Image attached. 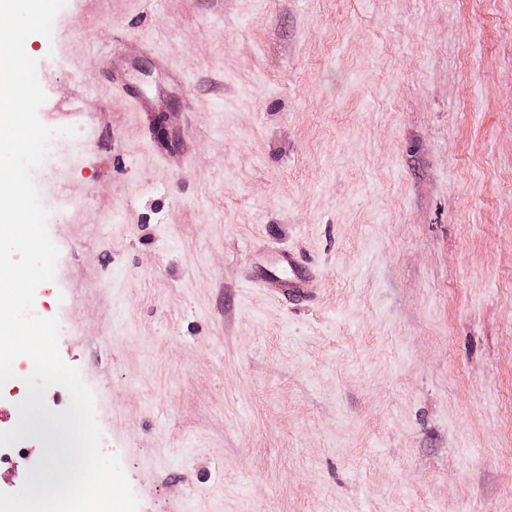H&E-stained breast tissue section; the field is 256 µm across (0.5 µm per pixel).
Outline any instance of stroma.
Returning a JSON list of instances; mask_svg holds the SVG:
<instances>
[{
    "instance_id": "stroma-1",
    "label": "stroma",
    "mask_w": 512,
    "mask_h": 512,
    "mask_svg": "<svg viewBox=\"0 0 512 512\" xmlns=\"http://www.w3.org/2000/svg\"><path fill=\"white\" fill-rule=\"evenodd\" d=\"M31 46L88 141L39 293L138 512H512V0H71ZM273 249L315 302L245 284ZM113 81L119 89H121L131 97L132 102L137 109L141 111H149L154 109L158 105V102L156 100L149 98V96L147 95L132 90L127 85L122 71L113 72Z\"/></svg>"
}]
</instances>
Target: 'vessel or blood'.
Here are the masks:
<instances>
[{"instance_id": "vessel-or-blood-1", "label": "vessel or blood", "mask_w": 512, "mask_h": 512, "mask_svg": "<svg viewBox=\"0 0 512 512\" xmlns=\"http://www.w3.org/2000/svg\"><path fill=\"white\" fill-rule=\"evenodd\" d=\"M265 260V265L246 270L245 280L272 297L295 301L311 298L313 269L301 267L294 254L281 250L267 252Z\"/></svg>"}]
</instances>
